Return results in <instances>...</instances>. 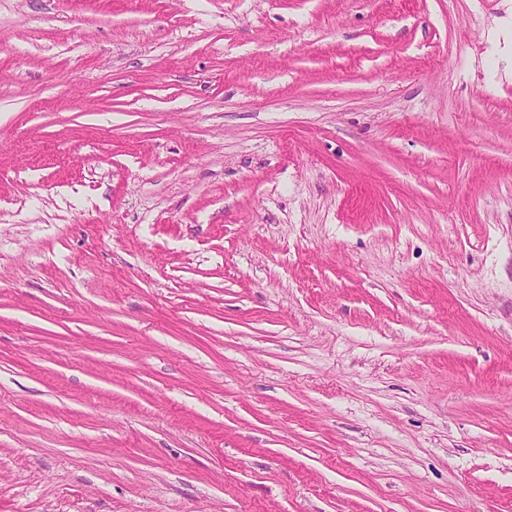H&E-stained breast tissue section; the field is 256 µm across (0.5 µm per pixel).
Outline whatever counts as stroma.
Here are the masks:
<instances>
[{
    "instance_id": "obj_1",
    "label": "stroma",
    "mask_w": 512,
    "mask_h": 512,
    "mask_svg": "<svg viewBox=\"0 0 512 512\" xmlns=\"http://www.w3.org/2000/svg\"><path fill=\"white\" fill-rule=\"evenodd\" d=\"M0 512H512V0H0Z\"/></svg>"
}]
</instances>
